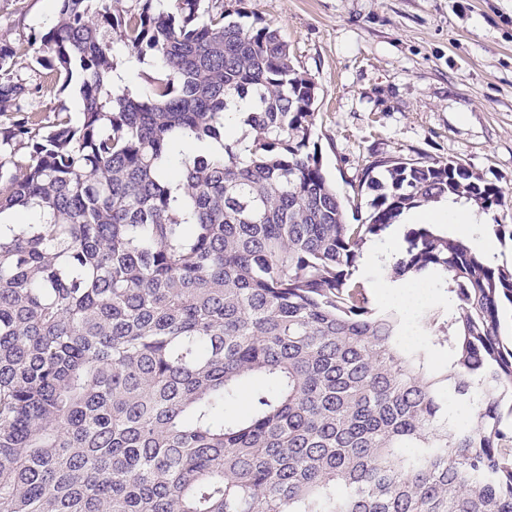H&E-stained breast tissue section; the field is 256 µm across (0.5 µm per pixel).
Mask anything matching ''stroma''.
Here are the masks:
<instances>
[{
	"mask_svg": "<svg viewBox=\"0 0 512 512\" xmlns=\"http://www.w3.org/2000/svg\"><path fill=\"white\" fill-rule=\"evenodd\" d=\"M276 28L317 87L312 140L340 196L376 159L454 160L512 225V0H222ZM51 0H0V41L53 25Z\"/></svg>",
	"mask_w": 512,
	"mask_h": 512,
	"instance_id": "stroma-1",
	"label": "stroma"
}]
</instances>
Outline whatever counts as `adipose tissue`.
Instances as JSON below:
<instances>
[{"instance_id": "1", "label": "adipose tissue", "mask_w": 512, "mask_h": 512, "mask_svg": "<svg viewBox=\"0 0 512 512\" xmlns=\"http://www.w3.org/2000/svg\"><path fill=\"white\" fill-rule=\"evenodd\" d=\"M400 221V226L392 229L385 247L374 246L366 253L363 260L364 267H377L390 263L398 250L400 227L404 224H444L453 236L470 237L473 247L478 251L488 255L496 252L494 241L489 235L473 234V226L487 223L488 217L480 213L477 207L468 203L443 198L430 203L428 207L403 213Z\"/></svg>"}]
</instances>
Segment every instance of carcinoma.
<instances>
[{
    "mask_svg": "<svg viewBox=\"0 0 512 512\" xmlns=\"http://www.w3.org/2000/svg\"><path fill=\"white\" fill-rule=\"evenodd\" d=\"M31 49L37 93L80 71L78 122L20 105L4 65ZM121 53L157 62L147 94L112 92ZM316 99L278 30L219 0H57L40 38L0 42V512H512V267L409 228L388 276L445 298L410 349L357 276L404 210L502 193L381 159L348 223L356 198L310 149Z\"/></svg>",
    "mask_w": 512,
    "mask_h": 512,
    "instance_id": "cac0c4a2",
    "label": "carcinoma"
}]
</instances>
